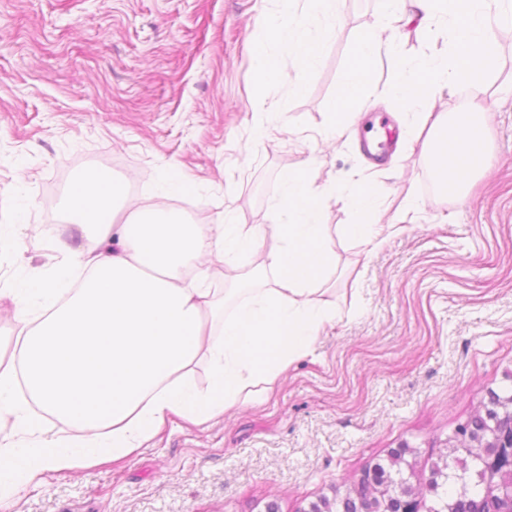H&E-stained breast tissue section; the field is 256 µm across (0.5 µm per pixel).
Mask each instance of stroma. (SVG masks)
<instances>
[{"instance_id": "1", "label": "stroma", "mask_w": 512, "mask_h": 512, "mask_svg": "<svg viewBox=\"0 0 512 512\" xmlns=\"http://www.w3.org/2000/svg\"><path fill=\"white\" fill-rule=\"evenodd\" d=\"M302 0H0V288L27 295L71 242L61 203L89 169L144 184L150 208L184 178L200 220L226 213L263 224L282 179L309 155L316 182L350 188L368 171L350 130L318 138L325 105L357 40L385 28L386 0H341L313 69L276 47L286 85L255 113L250 51L266 15L301 13ZM483 110L487 166L461 193H443L408 149L416 117L389 98L398 147L380 188L386 223L413 190L418 224L367 256L343 229L342 199L321 221L335 229L336 320L313 353L265 396L203 425L170 416L134 455L51 477L15 495L11 512H304L345 491L402 443L437 459L456 424L512 383V33L501 30L491 71L457 88L451 119Z\"/></svg>"}]
</instances>
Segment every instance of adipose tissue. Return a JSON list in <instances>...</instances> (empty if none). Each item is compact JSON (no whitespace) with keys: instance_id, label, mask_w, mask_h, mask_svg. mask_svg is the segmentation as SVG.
<instances>
[{"instance_id":"adipose-tissue-1","label":"adipose tissue","mask_w":512,"mask_h":512,"mask_svg":"<svg viewBox=\"0 0 512 512\" xmlns=\"http://www.w3.org/2000/svg\"><path fill=\"white\" fill-rule=\"evenodd\" d=\"M397 20L426 36L419 60L400 54L395 40L359 38L347 75L326 106L323 141L336 142L357 108L384 96L419 112L421 157L434 165L444 192L457 193L486 166L485 128L474 120L452 128L443 96L491 67L495 32L512 18V0H389ZM267 46L256 49L255 107L265 105V88L282 80L271 44L288 48L304 69L319 61L324 38L303 21L266 20ZM395 57L399 71L388 89L372 81L370 66L381 55ZM376 175L356 179L344 195L356 220L347 234L365 253L382 248L419 220L406 199L388 223L374 220ZM339 194L335 181L314 184L306 169L290 172L272 208L271 225L249 227L223 218L200 224L164 208L130 210L121 180L93 169L80 174L64 202L71 227L97 244L117 240L111 252L84 246L58 251L59 276L43 280V308L23 327L16 366L0 371V416L13 417L22 447L0 439V512H10L20 491L39 486L45 475L121 460L150 440L169 415L203 424L272 388L300 357L310 354L322 328L336 319V297L328 288L335 266L332 240L320 222L326 200ZM274 246H266L267 235ZM265 248L267 288L212 286L214 262H230L245 249ZM207 360L211 382L199 392L189 374ZM41 410L29 412L16 397L17 385ZM91 432L84 451L64 446L51 422Z\"/></svg>"}]
</instances>
